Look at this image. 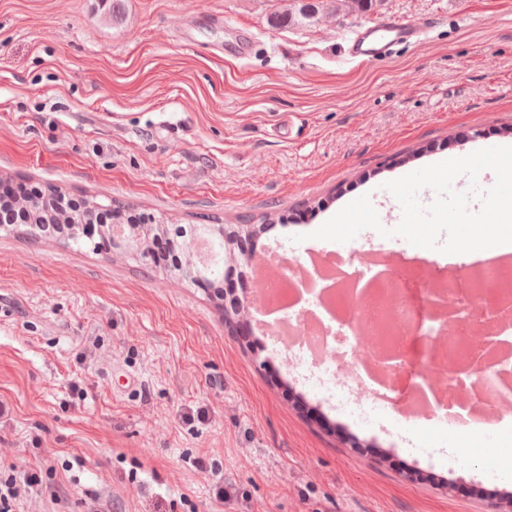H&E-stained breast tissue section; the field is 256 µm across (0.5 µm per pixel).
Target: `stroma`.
I'll return each instance as SVG.
<instances>
[{"instance_id": "obj_1", "label": "stroma", "mask_w": 512, "mask_h": 512, "mask_svg": "<svg viewBox=\"0 0 512 512\" xmlns=\"http://www.w3.org/2000/svg\"><path fill=\"white\" fill-rule=\"evenodd\" d=\"M296 6L123 0L116 21L110 0H0V175L170 232L250 224L253 253L376 247L434 276L447 255L403 237L312 233L364 194L395 228L386 182L512 146V0L274 24ZM386 18L428 25L426 40L349 61L354 31ZM419 350L409 339L389 403L361 422L181 272L0 228V469L43 480L17 485L20 512H492L512 499V425L494 440L407 417Z\"/></svg>"}]
</instances>
